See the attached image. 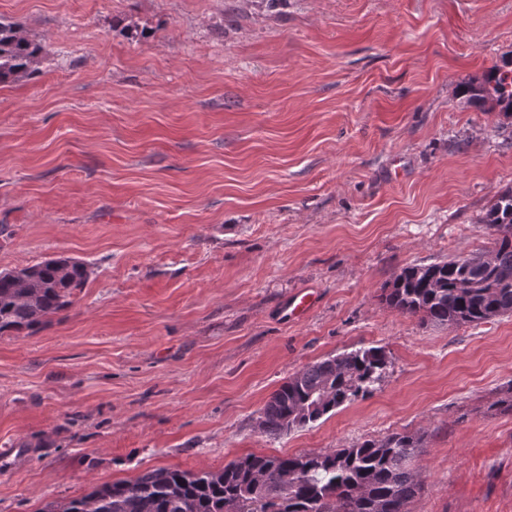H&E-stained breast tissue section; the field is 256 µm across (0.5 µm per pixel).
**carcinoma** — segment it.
<instances>
[{"instance_id":"obj_1","label":"carcinoma","mask_w":512,"mask_h":512,"mask_svg":"<svg viewBox=\"0 0 512 512\" xmlns=\"http://www.w3.org/2000/svg\"><path fill=\"white\" fill-rule=\"evenodd\" d=\"M43 47L21 28L0 19V84L32 75ZM474 104L512 112V57L461 88ZM493 247L465 258L407 266L382 289L389 308L426 324L459 327L512 314V189L501 193L483 219ZM37 288L25 293L15 270L0 271V336L35 332L72 305L84 288L86 264L67 270L53 259L30 266ZM387 358L379 347L357 348L326 358L288 377L265 404L260 431L278 438L304 428L337 408L371 395ZM421 438L392 433L320 454L249 455L219 472L156 468L133 480L96 485L85 496L44 512H411L422 489L414 462ZM266 471L270 481L255 484ZM292 475L286 484L278 481Z\"/></svg>"}]
</instances>
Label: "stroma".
Segmentation results:
<instances>
[{
    "label": "stroma",
    "instance_id": "1",
    "mask_svg": "<svg viewBox=\"0 0 512 512\" xmlns=\"http://www.w3.org/2000/svg\"><path fill=\"white\" fill-rule=\"evenodd\" d=\"M0 17L44 47L0 85V271L90 270L37 333L0 337V512L396 432L423 438L413 512H512V316L448 329L380 300L402 268L493 243L512 115L459 87L512 52V0H0ZM371 346L388 356L371 396L260 432L286 378Z\"/></svg>",
    "mask_w": 512,
    "mask_h": 512
}]
</instances>
